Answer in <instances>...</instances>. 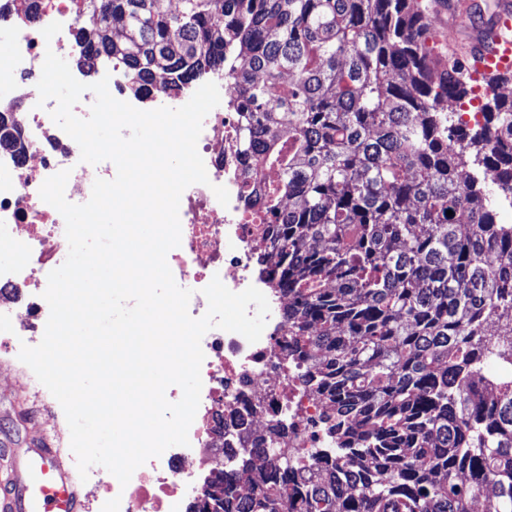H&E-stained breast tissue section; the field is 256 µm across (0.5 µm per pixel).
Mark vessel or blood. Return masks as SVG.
<instances>
[{
  "instance_id": "vessel-or-blood-1",
  "label": "vessel or blood",
  "mask_w": 512,
  "mask_h": 512,
  "mask_svg": "<svg viewBox=\"0 0 512 512\" xmlns=\"http://www.w3.org/2000/svg\"><path fill=\"white\" fill-rule=\"evenodd\" d=\"M474 0H455L452 7L437 6L443 24L454 35L445 48L471 60L475 74L512 73V0H498L489 26H467ZM38 457L25 466V475L13 480V492L0 499V512H80L82 502L76 484L60 454L42 442Z\"/></svg>"
}]
</instances>
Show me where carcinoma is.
Listing matches in <instances>:
<instances>
[{"instance_id":"cac0c4a2","label":"carcinoma","mask_w":512,"mask_h":512,"mask_svg":"<svg viewBox=\"0 0 512 512\" xmlns=\"http://www.w3.org/2000/svg\"><path fill=\"white\" fill-rule=\"evenodd\" d=\"M410 2L78 0L80 64H123L137 96L231 69L239 150L277 172L256 191L258 272L288 295L304 383L330 397L335 447L270 448L274 483L245 460L250 497L221 476L197 512H512V224L493 198L512 193V97L471 128L439 111L471 78ZM323 459L327 479L298 482Z\"/></svg>"}]
</instances>
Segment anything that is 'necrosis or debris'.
<instances>
[{
  "label": "necrosis or debris",
  "mask_w": 512,
  "mask_h": 512,
  "mask_svg": "<svg viewBox=\"0 0 512 512\" xmlns=\"http://www.w3.org/2000/svg\"><path fill=\"white\" fill-rule=\"evenodd\" d=\"M36 5V19L22 22L16 18L20 0H0V41L8 45L7 55H0V83L14 88L12 97L0 100V116L20 130L17 148H0V243H10L17 254L14 264L0 266V321L11 323L17 344L30 342L35 322L44 321L49 312L41 298L46 273L68 255L65 221L41 199V185L69 171L65 196L83 204L96 179L114 177L111 163L81 161L78 144L51 118L56 101H40L36 88L46 53L63 57L71 47V31L78 22L74 0H37ZM53 22L62 29L45 39L42 30ZM208 79L220 93V103L205 117L197 142L209 182L183 192L181 243L169 251L167 263L174 278L193 286L188 305L192 317L206 313L203 290L216 277L234 292L253 286L265 293L270 315L253 344L241 334L217 328L203 336L202 391L188 446L171 447L149 459L124 487L113 475L89 471L86 484L93 491V512H190L201 490L198 475L230 472L246 452L254 465H261L274 430L283 423L288 432L281 445L292 453L330 445L320 429L328 403L305 388L290 365L292 347L284 315L288 298L271 293L253 270L255 254L268 241L263 212L244 210L240 199L256 178L252 161L239 153L237 115L230 106L233 84L220 72ZM216 185L228 190V205L216 199ZM31 289L40 295L36 304L20 302V294Z\"/></svg>",
  "instance_id": "necrosis-or-debris-1"
}]
</instances>
